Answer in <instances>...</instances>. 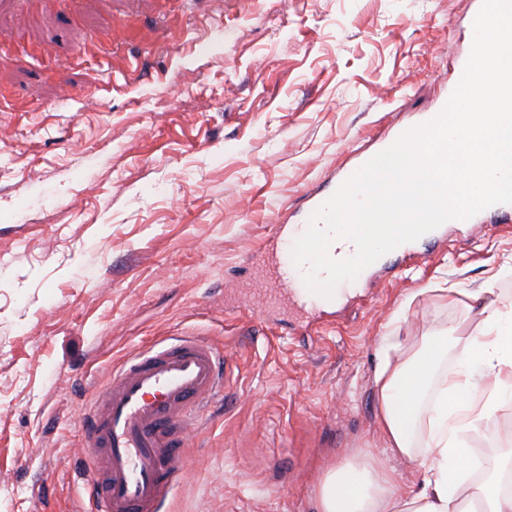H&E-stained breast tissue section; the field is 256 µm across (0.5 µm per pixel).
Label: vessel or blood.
Here are the masks:
<instances>
[{
  "instance_id": "b4317fda",
  "label": "vessel or blood",
  "mask_w": 512,
  "mask_h": 512,
  "mask_svg": "<svg viewBox=\"0 0 512 512\" xmlns=\"http://www.w3.org/2000/svg\"><path fill=\"white\" fill-rule=\"evenodd\" d=\"M305 225L276 224L266 249L274 274L314 322L336 305L311 293L292 247ZM224 394V351L186 333L137 352L96 386L82 418V481L91 512H160L186 465L203 412Z\"/></svg>"
}]
</instances>
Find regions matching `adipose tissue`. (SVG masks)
Listing matches in <instances>:
<instances>
[{
  "instance_id": "adipose-tissue-1",
  "label": "adipose tissue",
  "mask_w": 512,
  "mask_h": 512,
  "mask_svg": "<svg viewBox=\"0 0 512 512\" xmlns=\"http://www.w3.org/2000/svg\"><path fill=\"white\" fill-rule=\"evenodd\" d=\"M477 314L482 331L459 336L457 326L408 346L383 340L372 379L382 454L331 466L317 492V512H512L503 476L512 454L481 479L466 448L468 431L490 415L485 389L512 388V307L491 301ZM461 342L456 368L441 373L449 342ZM417 463L422 484H401L389 460Z\"/></svg>"
}]
</instances>
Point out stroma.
Instances as JSON below:
<instances>
[{
    "instance_id": "35a3bbf8",
    "label": "stroma",
    "mask_w": 512,
    "mask_h": 512,
    "mask_svg": "<svg viewBox=\"0 0 512 512\" xmlns=\"http://www.w3.org/2000/svg\"><path fill=\"white\" fill-rule=\"evenodd\" d=\"M472 0H58L0 9V512H85L77 455L92 385L166 336L224 346V400L165 512H315L326 469L380 453L371 375L387 336L512 300V217L479 216L320 326L256 302L273 223L302 221L373 138L438 109L469 53ZM138 55L80 59L88 37ZM455 291V304L442 297ZM512 447V394L468 440Z\"/></svg>"
}]
</instances>
